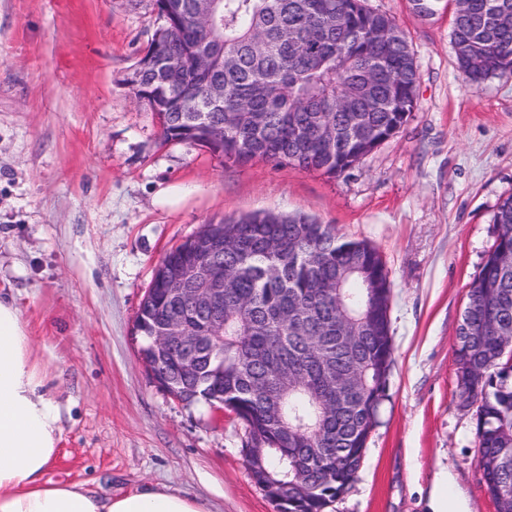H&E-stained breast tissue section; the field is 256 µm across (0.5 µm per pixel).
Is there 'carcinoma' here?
<instances>
[{
  "label": "carcinoma",
  "mask_w": 512,
  "mask_h": 512,
  "mask_svg": "<svg viewBox=\"0 0 512 512\" xmlns=\"http://www.w3.org/2000/svg\"><path fill=\"white\" fill-rule=\"evenodd\" d=\"M200 0H169L172 22L124 79L166 140L206 147L224 164L260 159L334 177L393 138L417 106L414 56L394 17L368 0H218L209 27ZM512 0H452L450 35L465 81L478 86L512 71V24L471 20ZM204 56L207 65L196 66ZM224 89L215 99L211 89ZM357 116L372 134L351 138ZM334 146L323 144L324 132ZM224 247L194 273L182 248L169 264L184 288H224V308L190 302L155 277L139 310V350L176 380L187 404H218L252 442L268 449L249 472L268 497L288 460L301 479L288 512H324L358 479L368 439L388 400L392 337L375 305L389 271L379 249L312 218L262 212L226 218ZM500 233L469 290L455 335L462 402L476 405L477 465L496 512H512V195L494 215ZM178 319L188 342L158 353L151 336ZM279 400L284 413L269 415Z\"/></svg>",
  "instance_id": "1"
}]
</instances>
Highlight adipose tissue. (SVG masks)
Returning a JSON list of instances; mask_svg holds the SVG:
<instances>
[{
	"label": "adipose tissue",
	"mask_w": 512,
	"mask_h": 512,
	"mask_svg": "<svg viewBox=\"0 0 512 512\" xmlns=\"http://www.w3.org/2000/svg\"><path fill=\"white\" fill-rule=\"evenodd\" d=\"M61 436V405L18 307L0 294V512H210L205 502L159 485L102 496L80 483L45 481Z\"/></svg>",
	"instance_id": "obj_1"
}]
</instances>
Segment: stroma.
Wrapping results in <instances>:
<instances>
[{
	"label": "stroma",
	"mask_w": 512,
	"mask_h": 512,
	"mask_svg": "<svg viewBox=\"0 0 512 512\" xmlns=\"http://www.w3.org/2000/svg\"><path fill=\"white\" fill-rule=\"evenodd\" d=\"M414 52L418 102L336 177L243 167L164 140L123 80L153 34L150 0H0V292L13 297L62 405L44 478L102 495L146 483L212 512H277L250 479L242 424L186 405L139 359L134 326L162 257L203 225L300 213L364 239L390 272L395 363L358 481L326 512H431L451 471L465 512H495L458 396L454 339L512 194V71L470 87L447 0H369Z\"/></svg>",
	"instance_id": "1"
}]
</instances>
